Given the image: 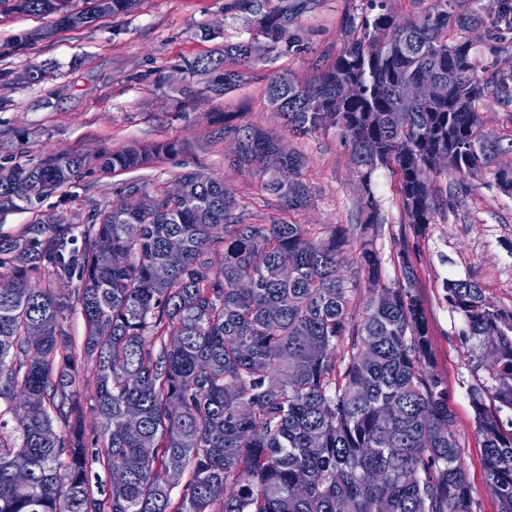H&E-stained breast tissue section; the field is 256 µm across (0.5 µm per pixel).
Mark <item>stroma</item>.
Segmentation results:
<instances>
[{"mask_svg":"<svg viewBox=\"0 0 512 512\" xmlns=\"http://www.w3.org/2000/svg\"><path fill=\"white\" fill-rule=\"evenodd\" d=\"M363 0H313L297 24L305 35L300 53L259 62L248 85L224 96H202L183 105L171 68L181 58L216 51L224 43L252 38L256 19L248 13L230 18L224 0H140L120 16H104L79 28L57 25L55 16L36 18L0 14V73L20 74L38 66L47 77L39 83L0 82V163H37L52 152L112 151L133 142L184 143L181 152L163 156L134 172L93 171L83 184L86 197L113 201L125 183H175L199 170L223 178L252 215L266 223L275 200L264 191L262 176L228 167L224 157L231 141L210 143L211 120L226 112L234 123H254L279 135L288 149L307 160L303 176L309 206L294 222L323 233L329 225L346 227L351 240L360 237L362 221L359 180L338 130L305 137L290 134L264 97L267 75L288 71L297 79L312 76L314 61L335 56L341 46L345 15L359 13ZM512 0H469L481 18L477 27L451 28L475 44L480 70L494 71L512 63V29L500 21L503 5ZM212 30L214 38L204 37ZM383 224L373 246L387 281L400 276L398 252L409 244L423 301L437 372L450 394L453 429L464 448L467 480L481 512H498L476 434L469 394L491 385L475 367V343L462 335L464 320L449 306L446 279H472L493 307L512 309V195L501 193L493 168L466 177L434 224L415 231L407 224L397 180L387 169L372 177ZM70 194L61 188L32 209L0 211V233L16 234L37 215L62 208Z\"/></svg>","mask_w":512,"mask_h":512,"instance_id":"stroma-1","label":"stroma"}]
</instances>
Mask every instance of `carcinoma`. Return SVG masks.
I'll return each mask as SVG.
<instances>
[{"mask_svg":"<svg viewBox=\"0 0 512 512\" xmlns=\"http://www.w3.org/2000/svg\"><path fill=\"white\" fill-rule=\"evenodd\" d=\"M136 0H0L27 16H60L76 27L128 13ZM465 0H430L413 18L391 0H366L348 15L335 58L313 76L266 77L265 97L288 131H340L358 174L364 230L383 224L372 177H396L407 223H435L448 205L443 155L459 176L475 175L512 153L483 130L489 95L512 105V66L480 74L468 39ZM311 0H224V14L256 17L257 36L177 63L191 80L215 75L205 90L226 94L253 79L267 58L304 49L298 17ZM432 79L431 101L406 90ZM231 139L228 163L251 170L258 152L276 153L295 178L263 171L277 200L267 224L249 222L224 181L188 172L180 198L167 184L127 183L135 208L85 201L83 211L41 214L13 236L0 234V512H480L463 447L452 430L448 389L435 372L425 309L410 247L400 279L386 283L373 238L356 257L346 228L321 238L286 214L309 205L303 157L252 124L217 127ZM177 150L173 142L133 144L96 154H47L32 167L0 165V210L31 206L86 171H134ZM512 192V164L495 172ZM293 258L283 271L282 255ZM366 273L371 295L353 320L342 267ZM164 266L168 275L155 276ZM78 281L74 301L58 281ZM479 341L480 367L495 382L470 402L482 438L488 484L499 512H512V311L489 306L471 279L443 283ZM80 310L77 341L66 311ZM40 335H31L32 330ZM93 392L87 427L82 392ZM498 403L488 410L486 399ZM22 419L7 430L5 413ZM112 476L99 480L94 465ZM187 481H182L184 474ZM179 494H174L177 487Z\"/></svg>","mask_w":512,"mask_h":512,"instance_id":"1","label":"carcinoma"}]
</instances>
